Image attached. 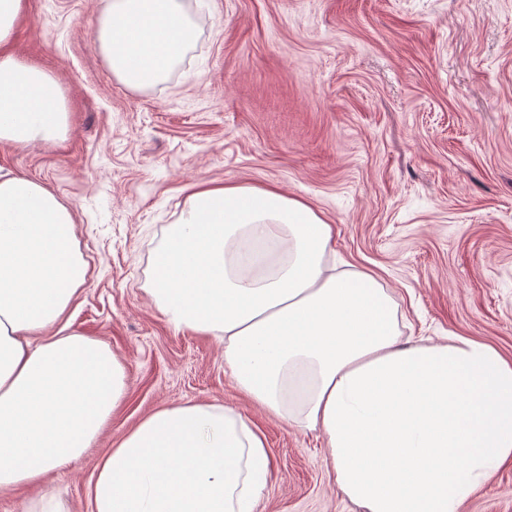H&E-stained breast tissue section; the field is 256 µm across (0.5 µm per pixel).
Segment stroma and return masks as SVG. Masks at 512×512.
<instances>
[{
    "instance_id": "1",
    "label": "stroma",
    "mask_w": 512,
    "mask_h": 512,
    "mask_svg": "<svg viewBox=\"0 0 512 512\" xmlns=\"http://www.w3.org/2000/svg\"><path fill=\"white\" fill-rule=\"evenodd\" d=\"M196 36L132 89L95 40L104 0H25L9 52L51 73L68 130L0 143V169L75 215L87 281L67 319L110 347L126 395L97 443L0 512H90L113 443L156 410L218 402L265 437L257 512H357L322 436L268 414L224 371V344L178 329L144 287L194 185L273 186L333 226L338 268L369 272L404 338L451 333L512 357V0H192ZM459 512H512V465Z\"/></svg>"
}]
</instances>
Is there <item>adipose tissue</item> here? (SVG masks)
Listing matches in <instances>:
<instances>
[{"label": "adipose tissue", "instance_id": "obj_1", "mask_svg": "<svg viewBox=\"0 0 512 512\" xmlns=\"http://www.w3.org/2000/svg\"><path fill=\"white\" fill-rule=\"evenodd\" d=\"M24 0H0V142L58 140L63 92L11 55ZM195 37L181 0H108L99 49L132 88L163 80ZM332 225L275 187L196 186L155 253L146 291L176 328L224 344V369L271 415L320 432L361 512H458L512 464V360L453 334L401 338L370 274L337 271ZM87 267L71 210L0 173V494L77 461L125 395L108 346L65 325ZM272 463L232 408L146 416L106 454L92 512H256Z\"/></svg>", "mask_w": 512, "mask_h": 512}]
</instances>
